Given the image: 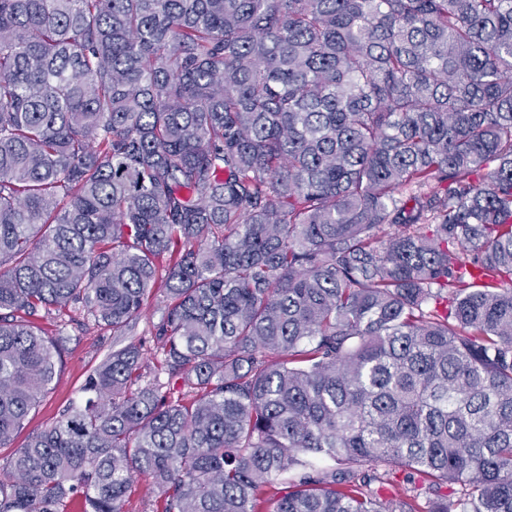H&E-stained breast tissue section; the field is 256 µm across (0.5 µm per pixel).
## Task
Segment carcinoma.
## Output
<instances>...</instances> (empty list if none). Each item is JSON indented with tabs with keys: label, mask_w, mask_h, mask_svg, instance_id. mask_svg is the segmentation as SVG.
I'll return each mask as SVG.
<instances>
[{
	"label": "carcinoma",
	"mask_w": 512,
	"mask_h": 512,
	"mask_svg": "<svg viewBox=\"0 0 512 512\" xmlns=\"http://www.w3.org/2000/svg\"><path fill=\"white\" fill-rule=\"evenodd\" d=\"M158 284L0 512H512V0H0L1 448ZM162 300L163 293L156 291L146 316L138 320L132 330L126 336H122L120 338L122 341L117 344H115V338H112V331L100 330L92 323L80 326L76 322H70L62 333L63 336H54L56 327L52 320L44 318L38 321L50 336L53 335L51 337L58 340L60 361L57 364V373L50 393L41 402L36 412L31 414L27 426L15 437L11 446L0 448V479L4 481L9 479L8 471L3 469L7 457L16 448L23 446L32 433L43 430L60 415L71 401L78 398L80 388L87 376L112 352V349H118L131 340L136 343L140 342L144 353L145 380L152 378L156 365L154 356L156 348L150 330L152 322L157 323L161 317ZM112 341L116 346H113ZM155 499L147 490V482L137 479L123 505L124 512H156Z\"/></svg>",
	"instance_id": "obj_1"
}]
</instances>
